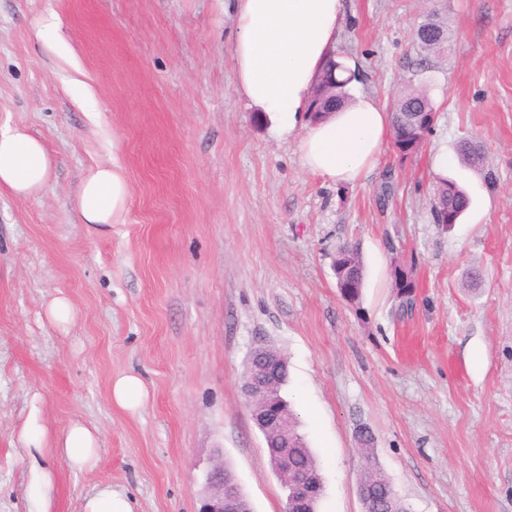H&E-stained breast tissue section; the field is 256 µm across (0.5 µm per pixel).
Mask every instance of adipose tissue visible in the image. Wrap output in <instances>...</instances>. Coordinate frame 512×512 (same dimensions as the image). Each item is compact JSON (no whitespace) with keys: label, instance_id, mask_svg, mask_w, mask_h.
Listing matches in <instances>:
<instances>
[{"label":"adipose tissue","instance_id":"adipose-tissue-1","mask_svg":"<svg viewBox=\"0 0 512 512\" xmlns=\"http://www.w3.org/2000/svg\"><path fill=\"white\" fill-rule=\"evenodd\" d=\"M344 0H237L231 56L235 91L271 119L275 137H300L303 167L331 183L354 184L379 164L392 130V115L359 94L327 117L305 122L318 75L336 48ZM53 158L26 127H0V188L21 197L47 185ZM129 183L117 166L100 165L86 176L76 205L85 224L105 230L122 223ZM20 442L31 452L62 448L71 467L96 462L97 439L74 424L57 439L28 420Z\"/></svg>","mask_w":512,"mask_h":512}]
</instances>
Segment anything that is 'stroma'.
Here are the masks:
<instances>
[{
  "label": "stroma",
  "instance_id": "stroma-1",
  "mask_svg": "<svg viewBox=\"0 0 512 512\" xmlns=\"http://www.w3.org/2000/svg\"><path fill=\"white\" fill-rule=\"evenodd\" d=\"M49 13L60 41L36 34ZM429 15L452 37L423 69L413 32ZM233 29L225 0H0V126L28 127L54 158L38 195L0 191V512H37L41 469L55 512H82L105 485L135 512H200L219 459L252 512H284L241 390L260 346L288 360L319 512H361L364 431L411 512H512V0H345L351 94L387 107L414 86L437 112L417 153L386 141L352 186L308 172L298 137L273 138L237 96ZM466 140L482 169L461 162ZM104 164L131 200L101 231L75 199ZM443 177L471 198L448 230L430 205ZM346 242L364 266L355 307L331 267ZM398 265L417 283L405 317ZM61 295L75 310L64 329L45 315ZM129 373L148 391L135 411L111 399ZM33 413L52 434L92 430L96 465L26 456Z\"/></svg>",
  "mask_w": 512,
  "mask_h": 512
}]
</instances>
